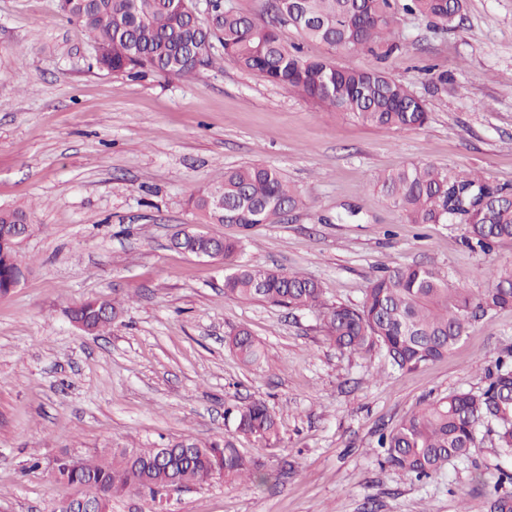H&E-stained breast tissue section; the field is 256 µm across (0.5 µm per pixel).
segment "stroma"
<instances>
[{
  "label": "stroma",
  "instance_id": "obj_1",
  "mask_svg": "<svg viewBox=\"0 0 512 512\" xmlns=\"http://www.w3.org/2000/svg\"><path fill=\"white\" fill-rule=\"evenodd\" d=\"M396 36L400 50L379 58L317 42L304 52L408 86L428 112L412 130L363 124L228 61L191 81L115 75L58 0H0V207H25L33 225L21 282L0 295V512H53L73 496L58 458L188 436L232 438L266 483L216 478L159 504L127 494L111 512H487L504 464L494 436L423 481L374 449L434 398L486 385L512 349V308L473 320L447 357L399 371L380 349L336 348L319 312L226 298L223 265L170 245L201 220L191 194L259 161L305 205L251 230L246 261L318 280L329 305L360 303L400 264L488 288L512 242L482 253L466 225L406 223L376 180L431 162L512 194V0H465L448 31L405 14ZM95 298L119 313L88 334L67 313ZM242 328L258 364L228 347ZM258 400L279 423L270 448L235 431L232 410Z\"/></svg>",
  "mask_w": 512,
  "mask_h": 512
}]
</instances>
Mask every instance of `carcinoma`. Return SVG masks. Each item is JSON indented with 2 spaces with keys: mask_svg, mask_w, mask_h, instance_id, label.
<instances>
[{
  "mask_svg": "<svg viewBox=\"0 0 512 512\" xmlns=\"http://www.w3.org/2000/svg\"><path fill=\"white\" fill-rule=\"evenodd\" d=\"M463 3L408 0L405 10L450 26L461 19ZM60 9L88 31L97 45L98 67L114 74L135 76L150 70L194 77L227 59L368 125L411 130L428 118L423 102L379 69L310 58L300 45L288 46L281 38L280 28L288 25L302 39L335 50L392 52L400 48L395 0H274L273 20L264 23L225 7L224 0H211L209 18L202 22L193 14V0H60ZM378 185L408 224L462 222L468 229L467 244L484 253L512 241V196L492 189L478 175L450 178L432 164H412L380 177ZM220 196L222 213L213 206ZM190 203L205 223L230 224L245 232L280 223L284 212L304 205V199L278 169L252 163L224 172L222 182L199 189ZM27 221L22 208H0L1 229ZM176 247L190 254H213L224 262L226 297L290 310L320 309L327 336L337 348L363 352L378 346L398 370L442 358L478 314L512 307L511 267L492 269L491 288L476 294L454 287L433 268L399 265L374 278L360 304L325 308L318 281L244 263L239 238L188 228ZM20 275L17 249L0 252V294L9 292ZM105 308L112 303L85 301L70 310V320L101 331L115 317L113 312L103 314ZM230 346L245 363L256 364L261 357L260 344L246 329L231 338ZM487 379L483 390L435 399L380 434L381 460L406 476L427 479L448 463L467 458L483 429L497 437L512 459V352L498 357ZM235 421L236 431L256 442L273 445L280 439L277 419L261 401L238 408ZM216 475L230 481L266 480L259 464L228 438L206 445L183 439L169 448H124L94 461L60 458L55 463L58 481L93 494L107 492L97 502V512H110L112 498L129 492L161 501L174 486L204 484ZM489 512H512V493L493 494Z\"/></svg>",
  "mask_w": 512,
  "mask_h": 512,
  "instance_id": "cac0c4a2",
  "label": "carcinoma"
}]
</instances>
